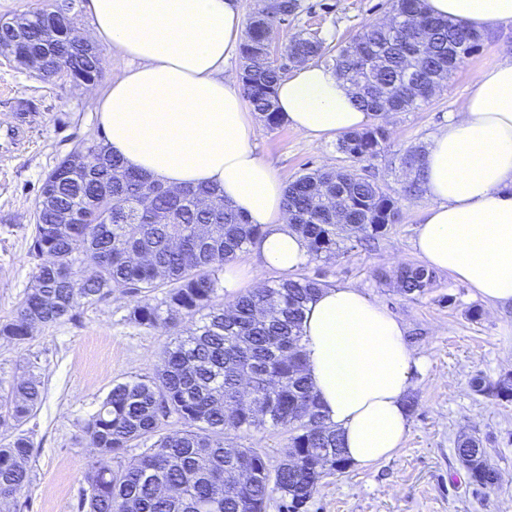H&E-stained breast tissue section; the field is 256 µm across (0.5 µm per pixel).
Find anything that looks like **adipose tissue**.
<instances>
[{
    "label": "adipose tissue",
    "mask_w": 512,
    "mask_h": 512,
    "mask_svg": "<svg viewBox=\"0 0 512 512\" xmlns=\"http://www.w3.org/2000/svg\"><path fill=\"white\" fill-rule=\"evenodd\" d=\"M429 11L483 30L512 26V0H426ZM92 35L130 61L93 108L113 154L172 188L207 186L267 228L259 251L283 273L308 260L288 226L285 185L251 146L253 125L227 60L245 21L235 0H85ZM289 125L313 137L363 129L368 113L333 69L306 63L277 87ZM428 200L415 242L431 268L494 305H512V48L450 113L422 167ZM307 375L339 428L345 457L389 458L409 429L416 360L404 327L355 286L323 289L303 323Z\"/></svg>",
    "instance_id": "ef3b65f1"
}]
</instances>
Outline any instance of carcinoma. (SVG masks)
<instances>
[{
  "label": "carcinoma",
  "mask_w": 512,
  "mask_h": 512,
  "mask_svg": "<svg viewBox=\"0 0 512 512\" xmlns=\"http://www.w3.org/2000/svg\"><path fill=\"white\" fill-rule=\"evenodd\" d=\"M300 8L299 0H265L242 45L244 96L270 128L283 122L275 94L286 69L265 48L276 23ZM392 12L403 17L401 25L372 24L336 49L299 32L287 52L304 63L331 62L354 87L356 104L374 116L418 110L482 33L431 15L424 0H392ZM49 15L33 10L5 22L0 40L23 37L55 67L100 73L102 51L74 48L61 27L48 24ZM385 142L380 126L347 133L336 148L352 166L311 170L288 184L289 223L307 240L310 257H329L346 242L368 241L397 223V199L355 167L377 157ZM424 155L421 146L400 153L405 196L423 193ZM341 202L344 224L336 223ZM264 234L215 189L176 193L126 167L94 138L80 141L48 173L28 246L31 282L15 315L0 321V339L24 345L34 328L74 321L82 307L107 300L114 289L132 297L130 322L176 334L154 375L114 383L99 409L79 423L99 459L84 474L78 512H267L276 496L286 512H300L325 474L348 468L341 434L322 411L302 352L307 306L325 284L292 274L224 303V266ZM395 276L405 296L423 295L436 283L422 265H404ZM472 387L508 400L512 375L495 383L476 378ZM41 402L40 376L0 380V428L21 426ZM266 429L288 431L276 467L256 448L226 446L229 435ZM33 448L23 432L0 439L1 507H25ZM130 448L141 452L126 461ZM455 451L472 485H497L479 437H460ZM237 469L247 477H230Z\"/></svg>",
  "instance_id": "obj_1"
}]
</instances>
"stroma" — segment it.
<instances>
[{"instance_id":"1","label":"stroma","mask_w":512,"mask_h":512,"mask_svg":"<svg viewBox=\"0 0 512 512\" xmlns=\"http://www.w3.org/2000/svg\"><path fill=\"white\" fill-rule=\"evenodd\" d=\"M300 3L297 17L275 33L280 44L300 31L316 30L340 46L391 14V0ZM507 43L512 45L511 26L483 31L478 46L428 104L414 112L389 113L383 120L387 149L366 167L386 192L398 197V223L368 246L308 260L300 269L330 286L359 287L384 305L404 324L414 357L425 363L410 391L415 401L410 428L394 456L324 476L306 512H512V400L477 393L471 386L477 377L494 381L512 373V306L483 301L445 272L438 273L432 290L413 298L398 292L393 277L397 265L419 260L415 241L427 203L423 196H401L405 176L397 155L410 146H429ZM86 92L0 56V122L22 117L30 127L22 151L0 155V320L14 314L31 281L28 243L45 177L80 140L103 135ZM253 124L257 154L283 181L350 164L337 152L335 139H314L286 124L272 129L258 116ZM129 300L116 290L106 301L82 308L77 320L34 329L23 346L0 342V379L32 371L43 383L42 405L26 425L35 450L23 512H74L94 456L80 421L97 411L113 383L159 369L172 334L130 322ZM475 308L480 317H472ZM463 434L482 439L500 473L497 487L474 491L454 452Z\"/></svg>"}]
</instances>
